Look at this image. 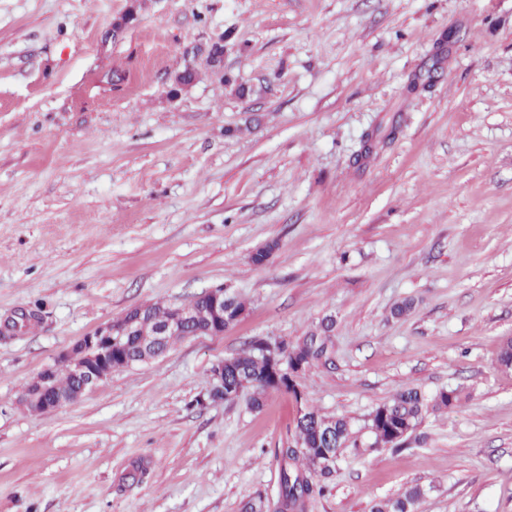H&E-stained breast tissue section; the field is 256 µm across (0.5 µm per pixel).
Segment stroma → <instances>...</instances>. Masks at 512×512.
<instances>
[{
	"label": "stroma",
	"instance_id": "35a3bbf8",
	"mask_svg": "<svg viewBox=\"0 0 512 512\" xmlns=\"http://www.w3.org/2000/svg\"><path fill=\"white\" fill-rule=\"evenodd\" d=\"M217 35L220 78L186 56ZM221 285L223 335L23 403L101 324ZM327 316L303 403L210 400L215 364ZM511 337L512 0H0V512L274 507L299 405L366 442L408 388L461 402L341 456L305 512L415 485L416 512H512Z\"/></svg>",
	"mask_w": 512,
	"mask_h": 512
}]
</instances>
